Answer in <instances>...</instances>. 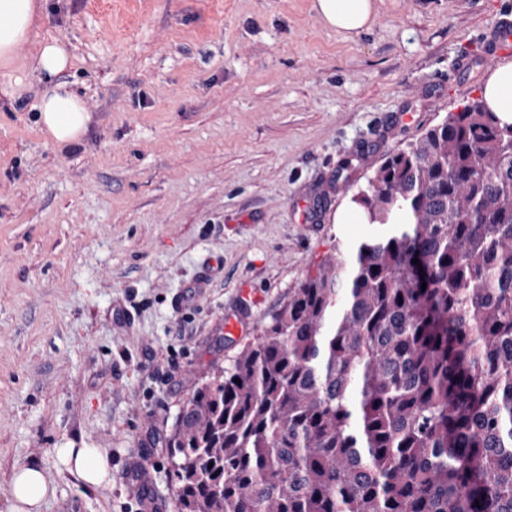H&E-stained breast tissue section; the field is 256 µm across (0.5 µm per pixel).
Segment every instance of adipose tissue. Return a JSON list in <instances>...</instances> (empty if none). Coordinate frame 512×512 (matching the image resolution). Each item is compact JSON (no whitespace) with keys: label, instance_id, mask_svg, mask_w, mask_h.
Masks as SVG:
<instances>
[{"label":"adipose tissue","instance_id":"1","mask_svg":"<svg viewBox=\"0 0 512 512\" xmlns=\"http://www.w3.org/2000/svg\"><path fill=\"white\" fill-rule=\"evenodd\" d=\"M313 8L327 26L348 37L370 30L377 17L376 0H314ZM37 9L36 0H0V95L14 100L37 91L42 131L62 148L80 140L91 116L84 100L56 80L71 64L63 41L43 40L32 55L18 57V47L31 39ZM480 94L502 122L512 123V62L494 67ZM57 455L85 486L96 488L111 479L110 458L102 449L61 448ZM54 493L39 467L20 466L9 485L11 512H42Z\"/></svg>","mask_w":512,"mask_h":512}]
</instances>
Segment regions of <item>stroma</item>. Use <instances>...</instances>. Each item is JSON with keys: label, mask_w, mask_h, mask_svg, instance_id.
I'll use <instances>...</instances> for the list:
<instances>
[{"label": "stroma", "mask_w": 512, "mask_h": 512, "mask_svg": "<svg viewBox=\"0 0 512 512\" xmlns=\"http://www.w3.org/2000/svg\"><path fill=\"white\" fill-rule=\"evenodd\" d=\"M39 2L91 121L60 148L35 94L0 98V512L29 464L56 488L42 512H145L146 493L176 512L156 436L335 243L368 234L336 221L351 192L479 98L512 0H380L349 38L313 0ZM60 448L106 449L110 483L84 487ZM512 49V21L504 18L486 39L483 52L489 59H495L504 52Z\"/></svg>", "instance_id": "1"}]
</instances>
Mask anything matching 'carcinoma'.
<instances>
[{
  "mask_svg": "<svg viewBox=\"0 0 512 512\" xmlns=\"http://www.w3.org/2000/svg\"><path fill=\"white\" fill-rule=\"evenodd\" d=\"M350 203L372 232L182 405L177 512H512V124L468 101Z\"/></svg>",
  "mask_w": 512,
  "mask_h": 512,
  "instance_id": "1",
  "label": "carcinoma"
}]
</instances>
